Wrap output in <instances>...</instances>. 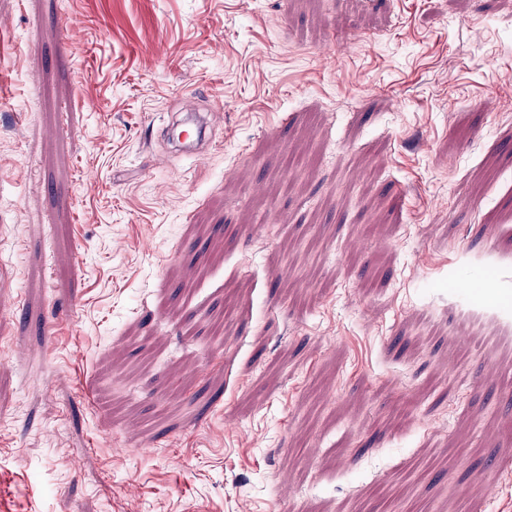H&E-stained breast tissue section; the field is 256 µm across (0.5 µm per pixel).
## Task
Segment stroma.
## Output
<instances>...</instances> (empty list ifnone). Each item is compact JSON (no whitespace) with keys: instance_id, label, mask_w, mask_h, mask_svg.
Listing matches in <instances>:
<instances>
[{"instance_id":"obj_1","label":"stroma","mask_w":512,"mask_h":512,"mask_svg":"<svg viewBox=\"0 0 512 512\" xmlns=\"http://www.w3.org/2000/svg\"><path fill=\"white\" fill-rule=\"evenodd\" d=\"M509 71L512 0H0V512H512ZM454 331L459 334L468 333L478 336L484 334L498 341L511 339L512 327L498 321L494 316L481 311L471 310L470 312L458 313L454 320ZM485 336H481L485 340Z\"/></svg>"}]
</instances>
